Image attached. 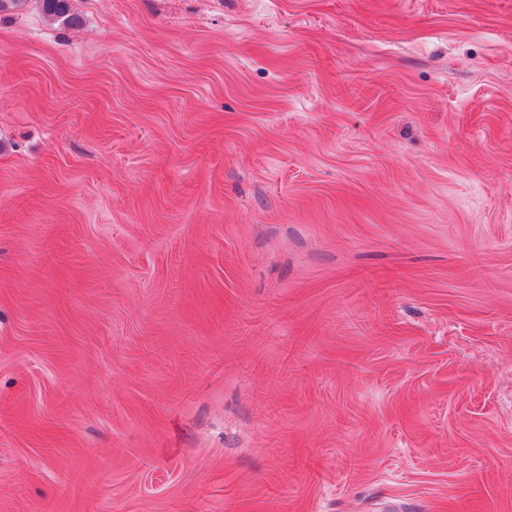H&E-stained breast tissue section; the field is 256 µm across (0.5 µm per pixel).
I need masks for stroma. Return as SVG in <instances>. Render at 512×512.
<instances>
[{"mask_svg": "<svg viewBox=\"0 0 512 512\" xmlns=\"http://www.w3.org/2000/svg\"><path fill=\"white\" fill-rule=\"evenodd\" d=\"M0 12V512H512V0Z\"/></svg>", "mask_w": 512, "mask_h": 512, "instance_id": "obj_1", "label": "stroma"}]
</instances>
